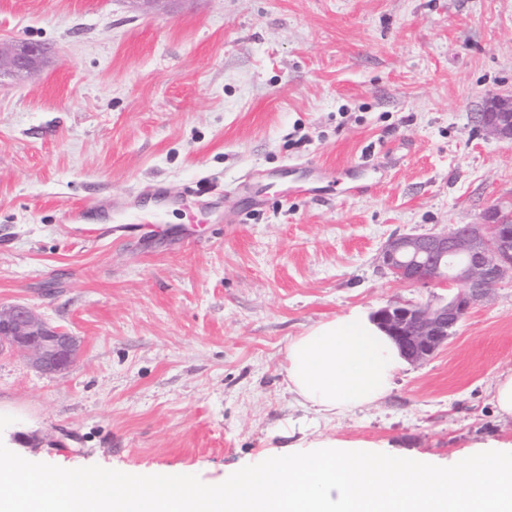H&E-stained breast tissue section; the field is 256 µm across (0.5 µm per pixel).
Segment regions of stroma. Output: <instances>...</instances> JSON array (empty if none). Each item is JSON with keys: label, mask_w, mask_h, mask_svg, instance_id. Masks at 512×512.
<instances>
[{"label": "stroma", "mask_w": 512, "mask_h": 512, "mask_svg": "<svg viewBox=\"0 0 512 512\" xmlns=\"http://www.w3.org/2000/svg\"><path fill=\"white\" fill-rule=\"evenodd\" d=\"M26 41L41 66L0 79V304L81 355L0 350L11 451L217 485L304 433L441 464L512 441L510 280L375 407L323 420L281 374L321 321L447 298L382 269L389 237L512 208V143L473 120L512 95V0H0V45ZM0 346L25 354L35 368L47 374L68 370L81 351L76 336L48 325L31 307L20 303L0 308Z\"/></svg>", "instance_id": "obj_1"}]
</instances>
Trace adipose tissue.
I'll return each mask as SVG.
<instances>
[{
	"label": "adipose tissue",
	"mask_w": 512,
	"mask_h": 512,
	"mask_svg": "<svg viewBox=\"0 0 512 512\" xmlns=\"http://www.w3.org/2000/svg\"><path fill=\"white\" fill-rule=\"evenodd\" d=\"M404 362L391 336L353 310L291 338L283 371L289 393L333 419L383 399Z\"/></svg>",
	"instance_id": "obj_1"
}]
</instances>
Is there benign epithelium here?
I'll list each match as a JSON object with an SVG mask.
<instances>
[{"mask_svg":"<svg viewBox=\"0 0 512 512\" xmlns=\"http://www.w3.org/2000/svg\"><path fill=\"white\" fill-rule=\"evenodd\" d=\"M43 54L42 47L25 42L0 49V77L33 72ZM474 119L485 135L512 142L511 97L492 99ZM380 262L399 283L432 288L446 282L454 287L446 301L390 302L372 314L407 361L424 362L447 344L477 303L512 279V211L492 206L480 224L392 236L382 246ZM0 346L25 354L47 374L68 370L81 351L76 336L48 325L20 303L0 308Z\"/></svg>","mask_w":512,"mask_h":512,"instance_id":"benign-epithelium-1","label":"benign epithelium"}]
</instances>
